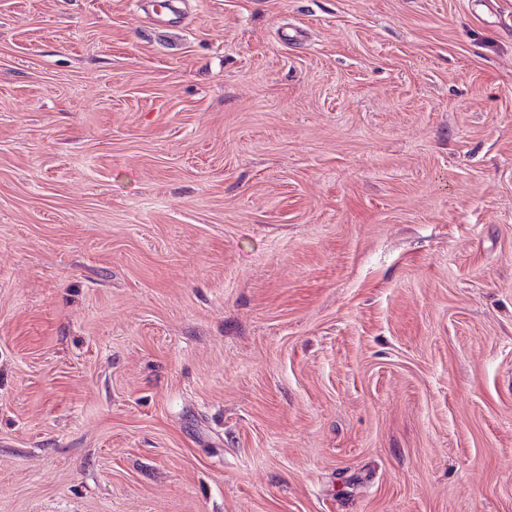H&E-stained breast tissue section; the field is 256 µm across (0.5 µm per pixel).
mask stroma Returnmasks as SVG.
Masks as SVG:
<instances>
[{"mask_svg": "<svg viewBox=\"0 0 512 512\" xmlns=\"http://www.w3.org/2000/svg\"><path fill=\"white\" fill-rule=\"evenodd\" d=\"M512 0H0V512H512Z\"/></svg>", "mask_w": 512, "mask_h": 512, "instance_id": "35a3bbf8", "label": "stroma"}]
</instances>
